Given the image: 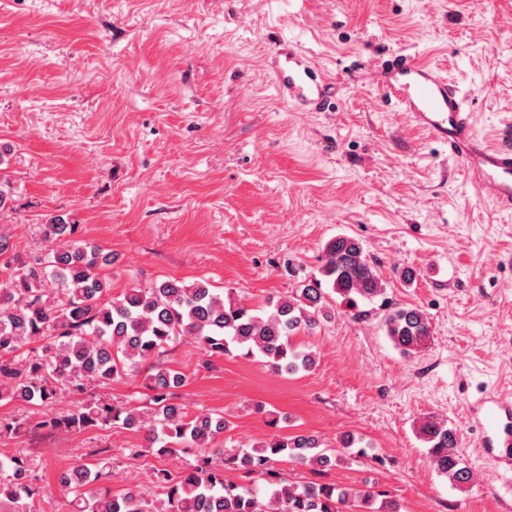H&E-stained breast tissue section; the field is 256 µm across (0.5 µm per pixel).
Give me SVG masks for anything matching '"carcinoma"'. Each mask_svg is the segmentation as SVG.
Returning a JSON list of instances; mask_svg holds the SVG:
<instances>
[{
	"instance_id": "carcinoma-1",
	"label": "carcinoma",
	"mask_w": 512,
	"mask_h": 512,
	"mask_svg": "<svg viewBox=\"0 0 512 512\" xmlns=\"http://www.w3.org/2000/svg\"><path fill=\"white\" fill-rule=\"evenodd\" d=\"M77 226L53 216L45 224L52 247L31 259L10 252L9 238L0 234V256L8 277L0 280V399L47 405L65 387L82 392L85 384H108L137 372L179 336L195 339L209 357L232 350L240 356H260L280 374L308 372L316 366L312 351L293 343L294 337L315 331L330 318L322 288L351 304L372 302L385 287L362 243L340 234L324 245V281L315 280L287 298H270L260 310L211 288L207 281L186 285L175 279L108 296L103 270L112 253L75 237ZM383 327L393 346L410 355L426 345L431 327L425 314L412 306H394ZM31 340L43 342L41 352L22 350ZM185 376L169 367H155L145 378L150 391V417L129 406L88 402L73 410L46 416L42 426L83 432L98 424L121 423L147 430L145 453L177 456L198 452L201 463L174 477L154 472L162 496L150 498L133 490L114 494L101 487L106 466L78 465L61 475L71 487L74 512H401V505L368 488L334 483H297L273 469L286 455L299 466L322 474L348 459L337 448H355L367 455L371 444L345 434L339 447L313 434L282 437L275 433L249 450L226 448L221 437L228 427L222 415H189L175 403V390ZM418 437L438 473L453 484L470 481L455 429L433 416L419 421ZM241 473L243 482L226 479L225 471ZM0 499L14 504L33 495L28 462L21 456L0 460Z\"/></svg>"
}]
</instances>
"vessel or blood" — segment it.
<instances>
[{
  "label": "vessel or blood",
  "mask_w": 512,
  "mask_h": 512,
  "mask_svg": "<svg viewBox=\"0 0 512 512\" xmlns=\"http://www.w3.org/2000/svg\"><path fill=\"white\" fill-rule=\"evenodd\" d=\"M274 84L281 97L302 104L306 111L325 106L321 68L296 45L278 44L273 55ZM376 80L415 126L447 145L448 154L463 167L480 196L512 213V133L495 146L478 133L473 110L460 86L439 67L413 54L391 55L376 72ZM479 422L482 442L496 469L512 470V400L487 396Z\"/></svg>",
  "instance_id": "obj_1"
}]
</instances>
